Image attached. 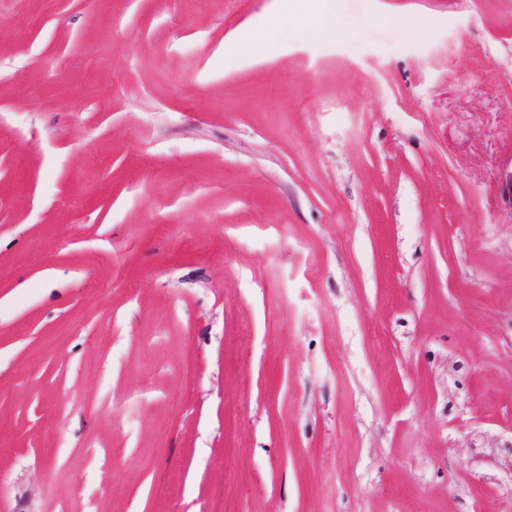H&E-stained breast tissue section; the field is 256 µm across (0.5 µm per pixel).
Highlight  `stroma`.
Listing matches in <instances>:
<instances>
[{
  "label": "stroma",
  "mask_w": 512,
  "mask_h": 512,
  "mask_svg": "<svg viewBox=\"0 0 512 512\" xmlns=\"http://www.w3.org/2000/svg\"><path fill=\"white\" fill-rule=\"evenodd\" d=\"M336 11L0 0V512H512V0Z\"/></svg>",
  "instance_id": "obj_1"
}]
</instances>
